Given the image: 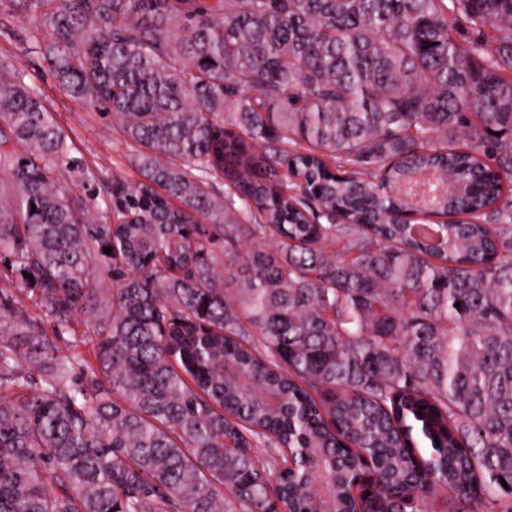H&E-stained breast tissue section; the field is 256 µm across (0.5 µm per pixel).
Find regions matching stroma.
<instances>
[{
	"label": "stroma",
	"mask_w": 512,
	"mask_h": 512,
	"mask_svg": "<svg viewBox=\"0 0 512 512\" xmlns=\"http://www.w3.org/2000/svg\"><path fill=\"white\" fill-rule=\"evenodd\" d=\"M29 27L28 20L0 16V58L10 59L27 73L30 82L40 88L48 106L69 135L76 157L84 159L98 172L96 180L83 183L75 173L62 168L58 171L60 180L76 185L79 192L96 197L98 201H105V187L113 176L133 178L137 175L128 162L124 137L103 113L58 89L46 62L31 53L26 45Z\"/></svg>",
	"instance_id": "obj_1"
}]
</instances>
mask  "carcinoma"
I'll return each mask as SVG.
<instances>
[{
  "label": "carcinoma",
  "instance_id": "1",
  "mask_svg": "<svg viewBox=\"0 0 512 512\" xmlns=\"http://www.w3.org/2000/svg\"><path fill=\"white\" fill-rule=\"evenodd\" d=\"M1 15L139 177L96 222L0 59V264L96 374L0 289V512H512V0ZM18 294L20 295V301L26 306L28 312L32 316H40L42 318V325L47 333V337L50 340H53L55 346L57 347L56 353L58 355L69 356L72 354H83L85 358L93 363L92 344H80L75 347V343L72 342L75 336H69L67 333H65L63 336H56L54 332V323L41 313V302L37 292L18 291Z\"/></svg>",
  "mask_w": 512,
  "mask_h": 512
}]
</instances>
